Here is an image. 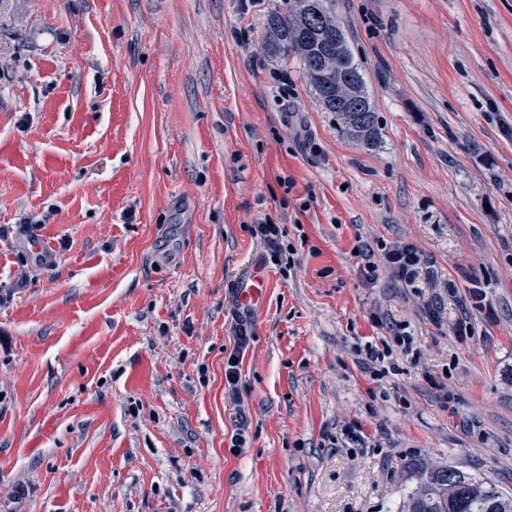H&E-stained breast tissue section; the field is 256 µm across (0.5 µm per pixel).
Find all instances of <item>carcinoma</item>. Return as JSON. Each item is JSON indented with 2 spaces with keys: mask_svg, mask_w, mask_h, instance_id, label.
<instances>
[{
  "mask_svg": "<svg viewBox=\"0 0 512 512\" xmlns=\"http://www.w3.org/2000/svg\"><path fill=\"white\" fill-rule=\"evenodd\" d=\"M296 0H291L288 13L272 12L267 17V34L264 50L284 58L295 57L303 66L306 77L315 87V92L329 112L336 105L323 97L315 74L322 43L318 42L316 27L308 29L309 49L303 50L293 27ZM343 48L336 58V70L325 82L333 83L336 77L349 78L365 89L359 64L351 52L346 35H341ZM338 112V111H336ZM348 130L368 147L378 142L377 117L375 112H338ZM416 487L405 501L402 512H512V496L501 491L487 479L477 477L451 465H434L427 462L409 465Z\"/></svg>",
  "mask_w": 512,
  "mask_h": 512,
  "instance_id": "1",
  "label": "carcinoma"
}]
</instances>
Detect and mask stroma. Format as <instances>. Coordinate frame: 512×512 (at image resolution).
<instances>
[{"instance_id":"obj_1","label":"stroma","mask_w":512,"mask_h":512,"mask_svg":"<svg viewBox=\"0 0 512 512\" xmlns=\"http://www.w3.org/2000/svg\"><path fill=\"white\" fill-rule=\"evenodd\" d=\"M287 9L0 0V512H400L421 461L512 495V0H336L372 148L264 51ZM251 233L266 247L270 260L275 265H278L277 262L284 252L282 243L283 230L280 228V225L272 224L265 220L264 222L254 224ZM383 264L398 278L412 281L418 274L421 256L413 246L394 244L385 248ZM267 280V274L261 275L260 272L257 271L247 280L240 283V288L238 289L242 307L249 311L259 308V305H261L264 300ZM252 336L244 327L243 320L237 327L236 343L224 362V393L234 402L239 403V381L241 378V365L244 351L248 348Z\"/></svg>"}]
</instances>
